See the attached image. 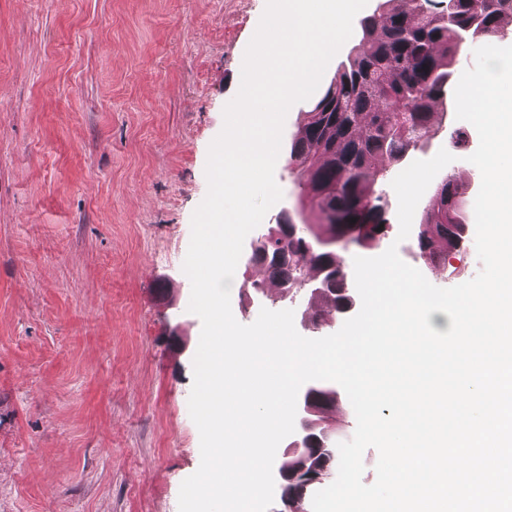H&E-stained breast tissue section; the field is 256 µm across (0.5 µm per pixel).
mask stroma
<instances>
[{
  "label": "stroma",
  "instance_id": "35a3bbf8",
  "mask_svg": "<svg viewBox=\"0 0 512 512\" xmlns=\"http://www.w3.org/2000/svg\"><path fill=\"white\" fill-rule=\"evenodd\" d=\"M266 0H0V512H178L201 462L182 266ZM446 173L477 196L476 129ZM474 240L421 272L474 278ZM238 265L231 307L263 303Z\"/></svg>",
  "mask_w": 512,
  "mask_h": 512
}]
</instances>
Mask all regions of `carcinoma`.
I'll return each mask as SVG.
<instances>
[{
  "label": "carcinoma",
  "instance_id": "carcinoma-1",
  "mask_svg": "<svg viewBox=\"0 0 512 512\" xmlns=\"http://www.w3.org/2000/svg\"><path fill=\"white\" fill-rule=\"evenodd\" d=\"M464 36L477 44L512 39V0H378L361 19L359 39L289 146L303 223L283 212L256 242L249 264L262 267L266 279L245 280L254 295L275 302L303 294L304 315L315 326L357 307L343 242L374 251L388 235V170L375 161L399 167L437 133L435 116L447 112L454 96L456 46ZM468 210L464 189L447 176L415 232L416 259L448 262L467 241ZM339 398L331 381H314L305 392L307 440L299 449L288 446L279 460L288 476L336 465L321 421Z\"/></svg>",
  "mask_w": 512,
  "mask_h": 512
}]
</instances>
